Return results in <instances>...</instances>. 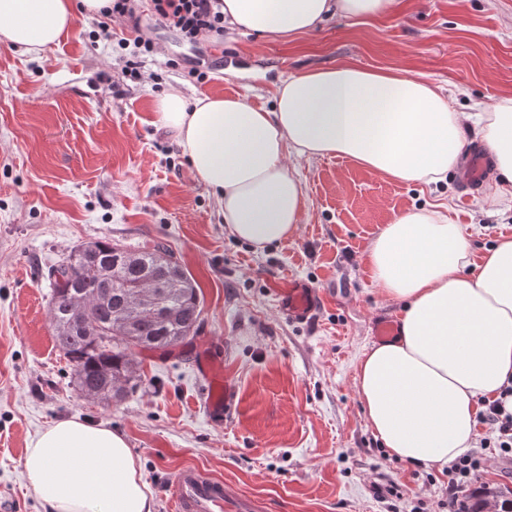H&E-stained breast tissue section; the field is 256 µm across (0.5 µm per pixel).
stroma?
I'll return each mask as SVG.
<instances>
[{"label":"stroma","instance_id":"obj_1","mask_svg":"<svg viewBox=\"0 0 512 512\" xmlns=\"http://www.w3.org/2000/svg\"><path fill=\"white\" fill-rule=\"evenodd\" d=\"M76 14L68 36L31 54L0 46V494L19 512H48L21 462L30 439L77 417L121 433L141 468L153 512H171L185 466L223 478L253 512H448L439 467L389 457L368 429L355 365L373 325L399 307L377 291L371 240L403 212L448 209L474 252L512 236V192L493 171L469 189L470 157L439 185L388 178L339 156L291 159L309 208L295 236L257 252L224 228L214 194L156 123L170 88L186 99L242 95L271 108L281 79L352 61L442 88L452 105L512 97V0H400L372 19L332 17L287 39L228 30L219 66L189 72L197 49L143 17L160 52L141 79L122 72L110 42L91 43ZM109 241L160 244L197 285L200 324L167 350L132 351L134 388L105 403L78 390L49 320L47 271L76 248ZM302 281L325 292L312 322L281 312L278 289ZM221 363L236 407L210 414L202 355ZM473 491L512 497V463L488 459Z\"/></svg>","mask_w":512,"mask_h":512}]
</instances>
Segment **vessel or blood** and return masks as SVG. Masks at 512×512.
I'll use <instances>...</instances> for the list:
<instances>
[{
    "label": "vessel or blood",
    "instance_id": "vessel-or-blood-1",
    "mask_svg": "<svg viewBox=\"0 0 512 512\" xmlns=\"http://www.w3.org/2000/svg\"><path fill=\"white\" fill-rule=\"evenodd\" d=\"M323 296L319 289L297 282L282 293L280 309L288 320L309 321L320 309ZM199 369L211 382L207 404L217 414L233 402L232 391L222 379L220 366L207 360L200 361ZM173 512H240L230 507L222 479L203 473L199 468H182L171 484Z\"/></svg>",
    "mask_w": 512,
    "mask_h": 512
}]
</instances>
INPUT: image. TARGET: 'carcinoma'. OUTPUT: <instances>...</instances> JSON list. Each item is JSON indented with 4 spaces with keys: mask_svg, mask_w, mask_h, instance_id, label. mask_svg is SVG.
Masks as SVG:
<instances>
[{
    "mask_svg": "<svg viewBox=\"0 0 512 512\" xmlns=\"http://www.w3.org/2000/svg\"><path fill=\"white\" fill-rule=\"evenodd\" d=\"M83 253L76 249L49 271L50 322L76 387L107 403L115 388L123 396L132 388L131 348H165L196 332L200 299L191 276L161 245L129 250L98 241L91 256ZM145 279L171 320L127 312V293Z\"/></svg>",
    "mask_w": 512,
    "mask_h": 512,
    "instance_id": "cac0c4a2",
    "label": "carcinoma"
}]
</instances>
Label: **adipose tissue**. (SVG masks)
<instances>
[{
    "label": "adipose tissue",
    "instance_id": "ef3b65f1",
    "mask_svg": "<svg viewBox=\"0 0 512 512\" xmlns=\"http://www.w3.org/2000/svg\"><path fill=\"white\" fill-rule=\"evenodd\" d=\"M108 0H0V44L28 53L58 44L75 12ZM398 0H224V24L294 36L326 19L374 18ZM156 121L217 197L224 228L255 250L296 234L307 197L287 159L342 156L407 181L445 180L476 127L501 184L512 186V97L458 112L439 86L354 63L286 78L272 110L240 96L180 89L157 99ZM367 261L380 295L401 307L400 334L363 352L355 386L368 428L390 457L448 465L475 447L484 400L512 412V238L474 254L462 225L421 207L385 225ZM23 470L51 512H152L122 434L79 418L30 440Z\"/></svg>",
    "mask_w": 512,
    "mask_h": 512
}]
</instances>
